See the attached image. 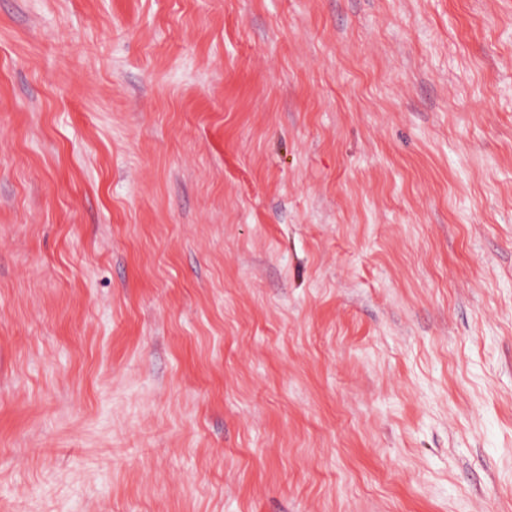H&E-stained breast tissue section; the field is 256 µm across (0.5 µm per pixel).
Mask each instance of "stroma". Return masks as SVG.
Returning <instances> with one entry per match:
<instances>
[{"mask_svg": "<svg viewBox=\"0 0 512 512\" xmlns=\"http://www.w3.org/2000/svg\"><path fill=\"white\" fill-rule=\"evenodd\" d=\"M0 512H512V0H0Z\"/></svg>", "mask_w": 512, "mask_h": 512, "instance_id": "35a3bbf8", "label": "stroma"}]
</instances>
